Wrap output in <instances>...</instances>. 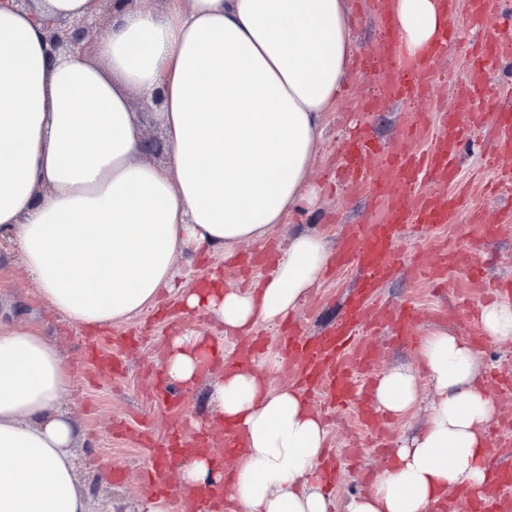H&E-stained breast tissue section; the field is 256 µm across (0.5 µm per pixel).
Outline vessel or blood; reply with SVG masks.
Masks as SVG:
<instances>
[{
    "mask_svg": "<svg viewBox=\"0 0 512 512\" xmlns=\"http://www.w3.org/2000/svg\"><path fill=\"white\" fill-rule=\"evenodd\" d=\"M448 19H455L459 4H466L471 24H480L489 11L499 9L500 0H439ZM456 27L440 35L432 51L422 59L405 56L398 33L372 52L362 53L361 68L370 73L379 85V95L368 100L364 108L373 112L386 103L430 96L433 82V63L442 57L450 39L456 38ZM512 54V38L484 42L469 56L465 78L455 108L446 113L441 125L432 126L427 113H415L407 132L395 146L383 149L373 146L366 129H358L346 143L347 161L353 174L369 185L372 203L378 216L375 220L354 225L340 239L333 256L336 270H356L362 275L359 288L348 297L341 315L326 330L315 336H304L295 327H288L281 338L282 352L296 368V385L306 399L325 398L328 407L359 401L360 423L374 433L383 426L376 420L362 399L370 385L376 354L371 341L385 326L410 332L418 314L415 304L395 309L379 308L373 303L379 284L396 276L404 257L396 242L406 227L427 230L452 223L459 207V196L447 193L448 185L457 180L458 148L467 135L468 127L493 124L501 138L498 153L503 159L512 158V114L499 111L498 98L507 96V89L490 92L488 73L501 57ZM433 128L427 149H419L416 135L419 130ZM432 184L430 192H420V183ZM512 219V210L505 219H479L477 233L470 248L435 249L416 254L414 263L419 275L441 284L449 272L465 275L477 273V251L491 245ZM155 462L148 473L147 485L161 491L169 489L168 462L182 451L209 453L205 433L190 431L181 423H173L166 441L154 442L148 430H141ZM500 494L478 499L467 491H459L458 504L462 512H512V469L495 470ZM201 512H221L224 500L217 489L201 486L194 490Z\"/></svg>",
    "mask_w": 512,
    "mask_h": 512,
    "instance_id": "1",
    "label": "vessel or blood"
}]
</instances>
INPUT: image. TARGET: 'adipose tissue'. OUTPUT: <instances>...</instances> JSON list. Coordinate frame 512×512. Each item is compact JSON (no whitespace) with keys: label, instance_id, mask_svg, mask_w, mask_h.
I'll return each mask as SVG.
<instances>
[{"label":"adipose tissue","instance_id":"ef3b65f1","mask_svg":"<svg viewBox=\"0 0 512 512\" xmlns=\"http://www.w3.org/2000/svg\"><path fill=\"white\" fill-rule=\"evenodd\" d=\"M92 51L52 57L48 18L94 16L99 0H33L0 7V253L19 254L39 299L60 321L99 330L130 323L171 296L247 335L296 311L328 267L324 239L298 232L272 270L225 291L175 282L191 253L232 257L308 210L326 117L357 50L343 0H117ZM408 57L444 25L435 0H394ZM163 94L166 158L143 156L133 94ZM475 322L512 341V299L481 305ZM201 335L172 336L161 363L190 388L208 356ZM418 379L394 369L374 385L378 411L403 417L435 397L421 430L347 512H428L449 489H486L484 447L496 406L481 355L440 329L425 338ZM73 382L37 322L0 324V512H91L73 450L82 432L63 405ZM213 415L245 437L229 497L240 512H329L316 467L327 428L263 370L218 378Z\"/></svg>","mask_w":512,"mask_h":512}]
</instances>
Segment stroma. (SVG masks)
Segmentation results:
<instances>
[{"label":"stroma","instance_id":"35a3bbf8","mask_svg":"<svg viewBox=\"0 0 512 512\" xmlns=\"http://www.w3.org/2000/svg\"><path fill=\"white\" fill-rule=\"evenodd\" d=\"M346 8L354 19L353 33L361 50L375 49L385 40L387 32L377 23L368 0H346ZM456 25L465 30L466 35L449 44L446 55L436 61L431 98L393 103L367 116L366 121L381 144L389 146L397 141L410 113L428 112L436 117L448 111L454 103V92L464 76V63L473 45L500 33L506 22L500 14L494 13L482 29L475 31L469 29L467 13L462 10L457 15ZM377 94L378 84L372 77L357 70L347 77L337 106L328 115L313 172L322 192L311 210L294 215L288 223L278 226L271 236L273 242L283 243L296 229L306 228L332 243L344 225L370 217L368 187L350 176L341 145L363 100ZM492 145L488 131L483 129L474 132L472 141L463 144L459 182L464 194L454 222L428 231L423 239L404 237L402 246L406 252L424 251L440 245L468 247L476 233L472 222L475 213L492 214L512 207V183L502 186L494 194L488 190L493 175L484 167V155ZM479 261L485 276L481 283L454 272L448 277L447 287L434 288L407 270L382 286L383 298L398 304L416 303L424 318L411 339H395L388 334L380 336L378 372L396 366L416 365L422 341L435 329L444 327L466 334L468 326L464 322L463 300L475 304L486 301L491 297L486 288L488 282L512 279V229L504 230L499 242L482 254ZM176 270L180 279L193 287L213 273L219 274L226 287L240 281L231 262L220 255L178 258ZM356 281L357 275L352 271L326 275L296 313L306 332H318L334 322L342 308L343 292L354 287ZM0 302L11 307L10 312L0 315L2 321L26 317L41 320L75 375L64 403L86 438L83 448L77 451L81 463L79 474L93 500L113 506L114 512H139L145 495L141 474L148 466V455L126 437L114 435L113 430L121 425L133 431L147 421L156 436H163L171 419L169 386L165 383L153 385L151 378L160 372L170 336L178 333L219 336L223 333L221 325L204 312L184 313L176 308H166L145 313L133 323L112 326L99 334L102 347H109L111 338L117 336H136L140 342L130 348L119 347L118 352L126 365L122 375L94 377L82 360L81 343L85 331L59 322L39 301L19 256H12L8 263H0ZM212 382V376L202 375L193 389L180 390L179 404L181 416L189 427L206 426L213 440L218 441L223 436L224 426L211 414L206 398ZM327 431V447L341 467L333 492L335 512H344L350 498L366 492L386 463L371 444V432L359 423L356 406L346 407L334 420L328 421Z\"/></svg>","mask_w":512,"mask_h":512}]
</instances>
